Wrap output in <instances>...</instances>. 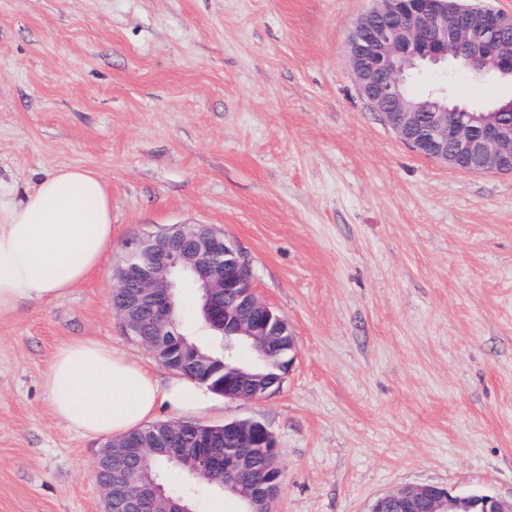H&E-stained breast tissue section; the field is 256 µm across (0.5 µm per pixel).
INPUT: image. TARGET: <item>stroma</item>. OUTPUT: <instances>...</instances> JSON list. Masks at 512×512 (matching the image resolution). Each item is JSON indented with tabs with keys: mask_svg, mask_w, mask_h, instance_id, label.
Returning <instances> with one entry per match:
<instances>
[{
	"mask_svg": "<svg viewBox=\"0 0 512 512\" xmlns=\"http://www.w3.org/2000/svg\"><path fill=\"white\" fill-rule=\"evenodd\" d=\"M371 6L0 0V194L77 166L112 202L101 269L0 316V512H104L105 442L53 414L45 376L85 338L167 375L112 295L127 242L177 224L223 233L295 338L278 389L203 419L266 425L273 512L423 484L512 498V174L423 156L372 110L348 56Z\"/></svg>",
	"mask_w": 512,
	"mask_h": 512,
	"instance_id": "obj_1",
	"label": "stroma"
}]
</instances>
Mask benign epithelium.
Wrapping results in <instances>:
<instances>
[{"mask_svg":"<svg viewBox=\"0 0 512 512\" xmlns=\"http://www.w3.org/2000/svg\"><path fill=\"white\" fill-rule=\"evenodd\" d=\"M348 49L359 92L406 145L456 170L512 174V123L499 117L512 112V99L491 112H470L465 121L450 120L448 113L463 108L453 104L432 110L403 91L415 71L446 73L459 58L481 76H512V14L463 0H373L352 30ZM115 277L118 291L112 302L123 327L156 358L170 347L176 296L187 281L203 291L206 324L239 337L255 360L273 357L270 334L284 319L257 296L244 256L227 247L224 234L211 226L183 224L136 238L127 244ZM232 375L224 397L256 396L243 390L251 380L247 372ZM234 426L246 447L276 448L265 425L236 421ZM160 451L188 464L197 479L213 482L216 471L224 472V486L251 505L247 512H268L253 508L257 486L250 483L248 452L225 450L222 433L192 421L153 425L105 445L95 468L107 509L114 500L130 499V512H189L158 484L139 480L138 469L126 466L132 459L147 463ZM370 512H512V499L453 494L426 484L384 495Z\"/></svg>","mask_w":512,"mask_h":512,"instance_id":"1","label":"benign epithelium"}]
</instances>
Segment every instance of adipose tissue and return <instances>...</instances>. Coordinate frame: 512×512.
Segmentation results:
<instances>
[{
    "label": "adipose tissue",
    "mask_w": 512,
    "mask_h": 512,
    "mask_svg": "<svg viewBox=\"0 0 512 512\" xmlns=\"http://www.w3.org/2000/svg\"><path fill=\"white\" fill-rule=\"evenodd\" d=\"M112 241V205L96 172L62 168L20 202L0 199V315L50 300L96 268ZM54 414L89 437H121L159 413L203 415L217 407L207 386L160 378L94 339L58 348L46 378Z\"/></svg>",
    "instance_id": "adipose-tissue-1"
}]
</instances>
